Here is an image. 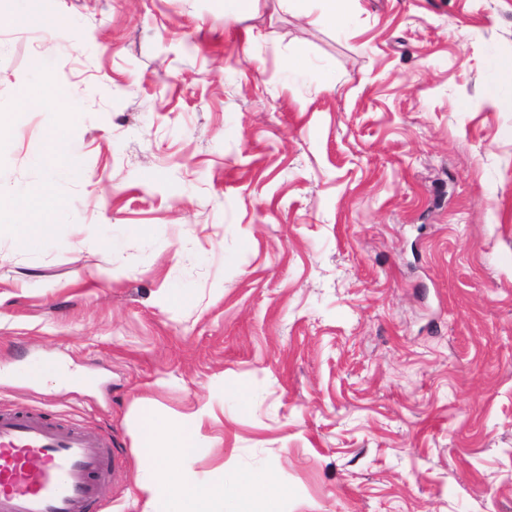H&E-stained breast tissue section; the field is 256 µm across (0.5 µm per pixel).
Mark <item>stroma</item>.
<instances>
[{"label":"stroma","instance_id":"stroma-1","mask_svg":"<svg viewBox=\"0 0 512 512\" xmlns=\"http://www.w3.org/2000/svg\"><path fill=\"white\" fill-rule=\"evenodd\" d=\"M320 9L0 0V188L62 203L0 234V409L107 440L96 512L146 508L143 407L282 512H512V0ZM37 96L49 105H61L65 107V112L61 117V126L51 131L48 136L50 152L57 158H63L68 155V140L65 135L66 125L73 122L76 109L65 103L67 100L66 93L61 84L48 79L44 82L37 92Z\"/></svg>","mask_w":512,"mask_h":512}]
</instances>
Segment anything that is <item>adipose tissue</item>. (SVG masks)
<instances>
[{
  "instance_id": "adipose-tissue-1",
  "label": "adipose tissue",
  "mask_w": 512,
  "mask_h": 512,
  "mask_svg": "<svg viewBox=\"0 0 512 512\" xmlns=\"http://www.w3.org/2000/svg\"><path fill=\"white\" fill-rule=\"evenodd\" d=\"M50 105L64 106L61 125L48 136L50 152L58 158L68 154L65 127L73 122L76 110L65 103L61 84L49 80L37 92ZM60 208L51 190H41L36 197L0 191V212L26 211L32 220L21 225L26 243H34L49 233L53 218ZM200 417L167 422L146 411L141 415L140 446L144 450L143 465L150 473L144 489L148 494L146 512H217L221 501H230L229 512H279V503L286 496L285 488L276 486L271 475H239L232 493H225L223 478L205 483L187 479L175 466L177 460L197 454L200 450Z\"/></svg>"
}]
</instances>
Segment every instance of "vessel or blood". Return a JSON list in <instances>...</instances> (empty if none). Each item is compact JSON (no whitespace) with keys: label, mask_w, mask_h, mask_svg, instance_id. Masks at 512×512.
<instances>
[{"label":"vessel or blood","mask_w":512,"mask_h":512,"mask_svg":"<svg viewBox=\"0 0 512 512\" xmlns=\"http://www.w3.org/2000/svg\"><path fill=\"white\" fill-rule=\"evenodd\" d=\"M118 460L99 437L0 410V512H91Z\"/></svg>","instance_id":"b4317fda"}]
</instances>
